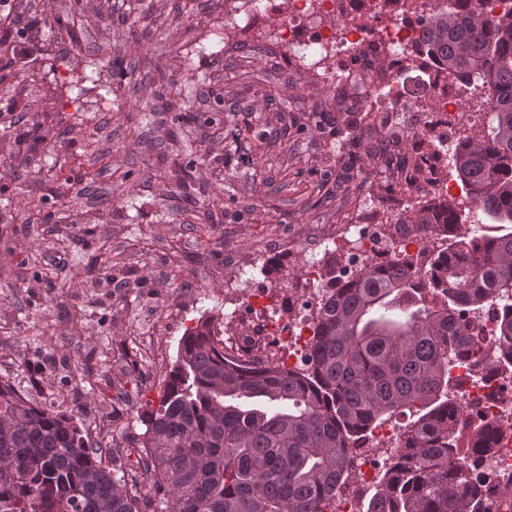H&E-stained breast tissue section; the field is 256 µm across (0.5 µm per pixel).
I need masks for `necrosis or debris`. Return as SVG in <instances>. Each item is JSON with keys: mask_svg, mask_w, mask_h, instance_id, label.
Segmentation results:
<instances>
[{"mask_svg": "<svg viewBox=\"0 0 512 512\" xmlns=\"http://www.w3.org/2000/svg\"><path fill=\"white\" fill-rule=\"evenodd\" d=\"M345 2L350 24L336 30L329 21ZM272 50L290 66L322 76L328 82L346 75L373 78L377 94L371 111L394 118L413 117L422 132L411 155V169L419 177L405 198V205L419 202L421 193L445 195L452 189L444 169L448 155L446 133L451 127L485 120L482 112L463 106L459 84L425 60L419 41V26L406 0H288V16L278 26ZM346 61V68L320 69L323 58ZM377 211L359 212L352 223L341 225L333 235H315L303 248L308 256L305 280L309 299L285 316L286 299L270 293L247 292L243 308L250 322L248 339H228L230 353L249 362L263 359L272 345H279L281 362L295 367L308 349V331L319 304L330 288L322 259L331 247L349 246L355 264L384 260L376 227ZM474 334L479 340L478 357L458 356L450 361L456 380L452 397L472 410L475 420L501 428L496 445L478 462V471L491 479L512 476V369L496 361L498 318L485 308L472 314ZM404 423L391 419L375 427L366 449L352 452L353 469L362 487L395 461L403 444Z\"/></svg>", "mask_w": 512, "mask_h": 512, "instance_id": "4bbe7bcc", "label": "necrosis or debris"}]
</instances>
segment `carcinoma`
I'll return each instance as SVG.
<instances>
[{
    "mask_svg": "<svg viewBox=\"0 0 512 512\" xmlns=\"http://www.w3.org/2000/svg\"><path fill=\"white\" fill-rule=\"evenodd\" d=\"M431 6L421 44L461 86L488 90L490 120L451 158L474 213L444 204L407 208L388 225L391 249L338 281L322 300L305 369L276 358L244 363L224 352L211 321L187 328L159 405L138 410L141 473L116 467L73 415L0 381V512H332L351 474L348 442L409 415L405 451L379 474L359 512H512L505 487L480 484L473 463L491 426L457 416L450 357L471 345L466 314L498 305V356L512 364V10ZM73 68L98 74L71 39ZM481 234H456L458 220ZM414 231L416 258L397 253ZM467 448L448 444L456 424Z\"/></svg>",
    "mask_w": 512,
    "mask_h": 512,
    "instance_id": "1",
    "label": "carcinoma"
}]
</instances>
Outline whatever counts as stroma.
I'll return each instance as SVG.
<instances>
[{"mask_svg":"<svg viewBox=\"0 0 512 512\" xmlns=\"http://www.w3.org/2000/svg\"><path fill=\"white\" fill-rule=\"evenodd\" d=\"M286 0L251 25L225 0H22L7 36L21 83L0 90V379L83 417L125 448L134 469L185 328L224 323L237 263L265 264L355 206L404 189L368 149L412 131L386 129L327 103L329 87L267 51ZM72 16L61 34L56 16ZM112 63L76 81L71 38ZM103 160L94 190L53 196L51 164ZM49 200L23 215L32 189ZM96 219L87 228L85 214ZM304 258L278 256L252 285L303 295ZM47 275L33 284L31 274ZM80 303L73 336L68 306Z\"/></svg>","mask_w":512,"mask_h":512,"instance_id":"stroma-1","label":"stroma"}]
</instances>
